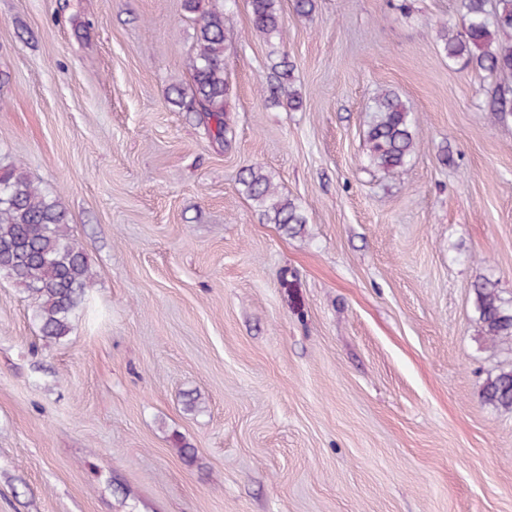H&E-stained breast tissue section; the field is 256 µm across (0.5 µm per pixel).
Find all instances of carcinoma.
Segmentation results:
<instances>
[{"label":"carcinoma","mask_w":512,"mask_h":512,"mask_svg":"<svg viewBox=\"0 0 512 512\" xmlns=\"http://www.w3.org/2000/svg\"><path fill=\"white\" fill-rule=\"evenodd\" d=\"M279 0H248L254 27L267 34L279 33L282 17ZM460 0L464 30L443 25L442 51L451 61H462L491 75H512V0ZM236 0H224V9L204 13L198 20L195 51L190 58L191 94L172 87L178 107L195 112L208 134L224 141L227 85L224 81V49L227 31L224 15ZM289 63L282 58L272 66L267 81L270 100L286 101L295 108L300 100L288 83ZM487 111L497 119L512 114L506 94L490 98ZM413 111L395 92L380 91L370 107L366 131L369 164L398 176L415 154ZM242 191L268 224L296 233L307 223L294 202L277 194L271 178L260 167H249L240 177ZM66 209L57 197L43 193L17 164L0 166V277L24 288L37 303L40 331L48 339L68 335L75 311L95 274L82 246L69 232ZM476 310L485 335L492 341L512 337V305L501 298L489 280L475 285ZM485 403L512 411V369L487 378L482 388Z\"/></svg>","instance_id":"cac0c4a2"}]
</instances>
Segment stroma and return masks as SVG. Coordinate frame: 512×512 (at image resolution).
<instances>
[{
	"instance_id": "obj_1",
	"label": "stroma",
	"mask_w": 512,
	"mask_h": 512,
	"mask_svg": "<svg viewBox=\"0 0 512 512\" xmlns=\"http://www.w3.org/2000/svg\"><path fill=\"white\" fill-rule=\"evenodd\" d=\"M227 13L228 142L175 106L183 0H0V165L59 197L96 281L68 336L0 278V512H512V368L473 286L512 303V76L448 61L458 0ZM288 58L301 104L261 89ZM395 91L418 151L371 167ZM262 167L307 222L266 223ZM279 0H248L254 27L267 34L280 33L282 17ZM482 399L495 408L512 411V369L487 378L482 388Z\"/></svg>"
}]
</instances>
